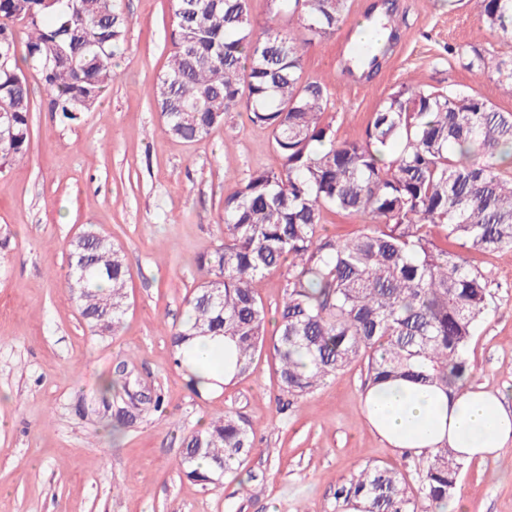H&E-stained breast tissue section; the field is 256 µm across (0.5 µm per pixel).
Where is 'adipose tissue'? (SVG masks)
Instances as JSON below:
<instances>
[{
    "mask_svg": "<svg viewBox=\"0 0 512 512\" xmlns=\"http://www.w3.org/2000/svg\"><path fill=\"white\" fill-rule=\"evenodd\" d=\"M365 417L390 447L427 454L442 446L460 458H496L512 441V396L467 387L448 395L399 383L367 390Z\"/></svg>",
    "mask_w": 512,
    "mask_h": 512,
    "instance_id": "1",
    "label": "adipose tissue"
}]
</instances>
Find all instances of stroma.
<instances>
[{
  "label": "stroma",
  "instance_id": "obj_1",
  "mask_svg": "<svg viewBox=\"0 0 512 512\" xmlns=\"http://www.w3.org/2000/svg\"><path fill=\"white\" fill-rule=\"evenodd\" d=\"M374 0H349L334 34L303 55L304 77L328 81L326 118L359 140L372 112L402 83L478 92L503 110L512 96L448 53L480 42L500 59L512 44L478 19L475 0H396L399 40L371 81L341 72L345 43ZM127 42L96 108L66 126L46 112L34 69L27 158L0 171V512H336L335 488L366 466L396 469L416 492L426 458L388 447L365 420L367 362L314 393L279 400L270 351L250 372L202 396L173 361L169 333L201 280L196 258L220 243L224 198L258 168H280L245 111L202 141L169 135L155 103L173 50L170 0H120ZM95 229L121 246L131 278L117 335L84 325L68 288L71 240ZM491 306L468 346L470 383L512 391V252H466ZM127 361L161 391L164 413L132 428L80 410ZM251 422L255 447L238 476L216 485L180 470L183 440L221 411ZM457 493L467 512H512V443L497 459L466 463Z\"/></svg>",
  "mask_w": 512,
  "mask_h": 512
}]
</instances>
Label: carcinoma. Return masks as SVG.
I'll list each match as a JSON object with an SVG mask.
<instances>
[{
    "label": "carcinoma",
    "mask_w": 512,
    "mask_h": 512,
    "mask_svg": "<svg viewBox=\"0 0 512 512\" xmlns=\"http://www.w3.org/2000/svg\"><path fill=\"white\" fill-rule=\"evenodd\" d=\"M174 51L156 84L166 130L186 142L204 139L243 108L268 133L278 170L250 173L224 197L219 245L197 258L205 281L187 298V319L170 331L177 367L196 337L234 342L235 377L247 374L265 344L267 310L255 285L288 266L272 343L283 394L308 395L360 358L370 385L411 380L447 393L466 386V352L488 309L484 277L455 248L512 251V111L453 84L403 85L378 105L362 141L341 140L326 120L330 92L303 76L309 45L332 34L348 0H269L276 15L297 18L302 35L272 27L255 32L249 0H171ZM479 20L512 41V0H476ZM385 23L356 30L366 55L349 60L370 78L397 42L395 0L374 4ZM29 30L24 61L47 93V110L72 125L112 83L127 21L119 0H0V170L23 159L32 139L33 102L18 64L13 25ZM469 70L493 72L512 94V62L494 61L481 45L450 47ZM370 221L347 238L322 233L324 214ZM441 229L434 241L429 227ZM70 245L68 280L90 331L115 335L128 309L131 277L119 246L86 232ZM221 297H206L207 289ZM115 368L124 397L112 422L126 428L162 413L163 396ZM184 475L203 484L236 474L254 447L252 425L217 413L185 440ZM464 463L443 446L429 453L418 488L408 495L393 469L368 466L336 484V502L363 496L367 512H441Z\"/></svg>",
    "instance_id": "obj_1"
}]
</instances>
